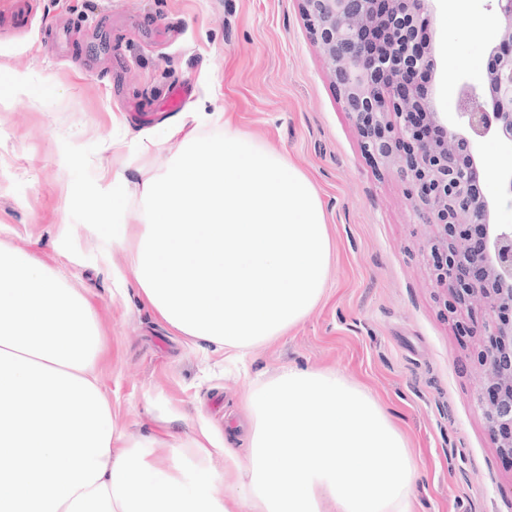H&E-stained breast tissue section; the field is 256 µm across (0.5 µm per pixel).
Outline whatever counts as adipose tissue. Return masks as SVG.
<instances>
[{"instance_id": "obj_1", "label": "adipose tissue", "mask_w": 512, "mask_h": 512, "mask_svg": "<svg viewBox=\"0 0 512 512\" xmlns=\"http://www.w3.org/2000/svg\"><path fill=\"white\" fill-rule=\"evenodd\" d=\"M87 298L0 245V512H412L417 466L377 402L339 371L250 382L245 454L208 429L175 448L117 429ZM223 450L224 496L209 492Z\"/></svg>"}]
</instances>
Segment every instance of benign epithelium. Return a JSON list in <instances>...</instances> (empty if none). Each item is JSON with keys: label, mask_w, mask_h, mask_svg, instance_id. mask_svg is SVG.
Returning a JSON list of instances; mask_svg holds the SVG:
<instances>
[{"label": "benign epithelium", "mask_w": 512, "mask_h": 512, "mask_svg": "<svg viewBox=\"0 0 512 512\" xmlns=\"http://www.w3.org/2000/svg\"><path fill=\"white\" fill-rule=\"evenodd\" d=\"M365 154L397 168L422 224L436 284L455 307L486 308L476 403L500 453L512 460V224L491 222L475 155L488 137L512 148V0H489L503 26L485 85L458 80L457 111H436L421 85L434 68L430 0H300ZM481 228L478 240L470 230Z\"/></svg>", "instance_id": "benign-epithelium-1"}]
</instances>
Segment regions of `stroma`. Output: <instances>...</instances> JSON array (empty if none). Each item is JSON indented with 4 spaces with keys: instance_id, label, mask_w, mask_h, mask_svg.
Listing matches in <instances>:
<instances>
[{
    "instance_id": "1",
    "label": "stroma",
    "mask_w": 512,
    "mask_h": 512,
    "mask_svg": "<svg viewBox=\"0 0 512 512\" xmlns=\"http://www.w3.org/2000/svg\"><path fill=\"white\" fill-rule=\"evenodd\" d=\"M28 27L0 32V244L63 275L96 311L106 352L100 376L115 425L186 445L207 424L237 451L248 446L242 395L255 378L291 366L337 370L365 388L407 439L418 465L413 512H512V461L476 405L481 337L431 279L425 245L395 168L375 165L343 109L300 0H35ZM424 88L438 111L456 109L454 78L485 73L493 39L449 24L433 0ZM25 76L29 96H12ZM173 80L193 100L214 97L234 127L288 157L317 189L331 242L319 303L283 336L230 363L217 345L180 336L141 296L125 252L69 215L63 141L95 146L97 185L112 173L154 176L174 141L142 150L179 113L143 120ZM122 140L112 152V140ZM73 232L77 254L61 245Z\"/></svg>"
}]
</instances>
